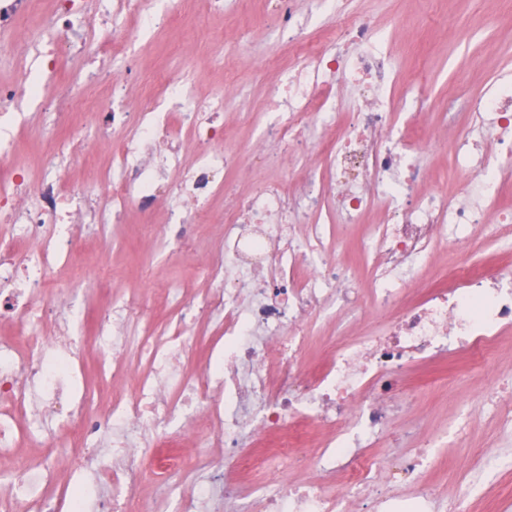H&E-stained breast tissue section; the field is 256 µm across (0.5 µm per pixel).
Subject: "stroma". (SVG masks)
Returning <instances> with one entry per match:
<instances>
[{
    "instance_id": "stroma-1",
    "label": "stroma",
    "mask_w": 512,
    "mask_h": 512,
    "mask_svg": "<svg viewBox=\"0 0 512 512\" xmlns=\"http://www.w3.org/2000/svg\"><path fill=\"white\" fill-rule=\"evenodd\" d=\"M348 7L371 16L379 27L398 25L393 52L402 79L424 82L429 91L420 117L426 138L422 162L428 171L421 188L462 193L467 178L454 168V144L435 113L444 107L464 115L468 103L486 92L495 77L512 70V0H349ZM224 31L235 43L230 55L197 37L188 23L137 39L133 49L140 69L135 88L144 90L149 71L163 66L207 96L215 91L223 70L237 72L233 98L225 103L220 119L230 129V146L245 156L255 130L244 115L264 106L270 83L279 77V67H271L270 59H279V66L292 65L294 59L282 49L284 41L267 16L265 0H240L236 12L225 14ZM73 233L91 256L86 273L107 265L116 287L145 293L149 313L164 322L172 312L159 297L162 288L175 285L199 294L209 289L199 253L221 230L199 225L195 256L162 251L157 238L133 222L105 229L77 222ZM406 385L422 389L411 419L432 432L460 424L467 430V447L441 449L428 474L430 481L454 491L466 470L481 464L482 449L512 450V435L498 434L489 415L492 402L465 351L453 348L437 361L413 368Z\"/></svg>"
}]
</instances>
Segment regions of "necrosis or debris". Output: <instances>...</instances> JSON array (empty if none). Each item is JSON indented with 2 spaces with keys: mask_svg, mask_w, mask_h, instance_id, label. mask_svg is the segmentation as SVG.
I'll return each mask as SVG.
<instances>
[{
  "mask_svg": "<svg viewBox=\"0 0 512 512\" xmlns=\"http://www.w3.org/2000/svg\"><path fill=\"white\" fill-rule=\"evenodd\" d=\"M187 0H0V32L30 30L43 68L33 79L0 84V220L12 243L0 245V316L13 337L0 342V459L20 448H49L59 435L74 442L70 457L18 462L0 470V512H59L69 467L87 473L95 512H466L501 451L483 452L455 495L424 482L439 437L417 439L390 459L373 442L413 405L404 386L416 364L442 351L469 352L492 395L498 426L512 432V385L491 358L512 329V277L465 260L472 228L490 226L512 238V209L498 198L512 176V79L501 75L469 106L454 152L466 195L418 193L426 177L416 116L422 83L401 84L391 36L360 15L337 14L329 41L311 35L324 0H268L272 24L287 33L298 64L257 114L251 148L266 154L275 136L281 156L298 163L296 181L278 176L239 198L223 220L224 235L208 259L215 286L205 295L172 288L179 314L167 335L139 309L143 297L113 291L108 269L70 281L69 295L95 296L91 335L61 334L55 270L76 266L83 246L70 237L74 217L109 224L135 211L184 252L192 230L209 218L206 198L224 191V177L248 174L223 149L227 130L215 117L224 92L197 96L164 70L136 105L93 103L82 88L100 71L130 63L129 45L150 28L174 23ZM113 130L102 137L106 162L80 148L87 118ZM327 131L321 161H305L306 133ZM37 131L38 172L12 163L22 133ZM197 149L184 168L186 145ZM90 179L74 187L70 173ZM379 221L366 224L371 212ZM365 226L359 256L370 286H357L355 266L335 252L336 229ZM449 238L458 260L435 278H419L433 243ZM371 314L356 336H340L324 361L304 369L300 352L312 321L329 316L339 328ZM218 329L197 375L183 361L197 349L189 327ZM95 353L98 394L91 406L76 395L83 347ZM223 448L219 457L187 463L183 434ZM252 435L251 448L242 438ZM309 471L289 481V461ZM263 475L261 483L247 479Z\"/></svg>",
  "mask_w": 512,
  "mask_h": 512,
  "instance_id": "1",
  "label": "necrosis or debris"
}]
</instances>
